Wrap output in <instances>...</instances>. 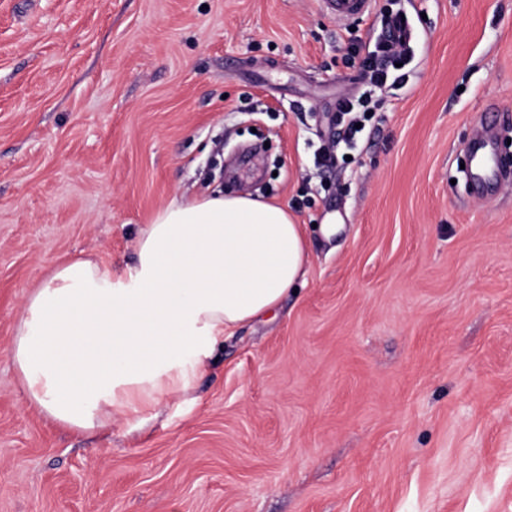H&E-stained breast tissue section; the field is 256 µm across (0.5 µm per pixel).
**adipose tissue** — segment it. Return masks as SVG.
Returning <instances> with one entry per match:
<instances>
[{"label":"adipose tissue","instance_id":"adipose-tissue-1","mask_svg":"<svg viewBox=\"0 0 512 512\" xmlns=\"http://www.w3.org/2000/svg\"><path fill=\"white\" fill-rule=\"evenodd\" d=\"M136 263L75 259L28 294L7 353L27 404L90 436L143 429L189 398L225 334L304 283L300 224L286 206L214 191L173 198L141 227Z\"/></svg>","mask_w":512,"mask_h":512}]
</instances>
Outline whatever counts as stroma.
Here are the masks:
<instances>
[{
	"instance_id": "1",
	"label": "stroma",
	"mask_w": 512,
	"mask_h": 512,
	"mask_svg": "<svg viewBox=\"0 0 512 512\" xmlns=\"http://www.w3.org/2000/svg\"><path fill=\"white\" fill-rule=\"evenodd\" d=\"M384 8L408 79L317 172ZM492 118L512 160V0L347 26L323 0H0V512H512V183L477 199L460 169ZM210 184L288 206L305 284L140 432L28 407L6 349L30 289L133 265Z\"/></svg>"
}]
</instances>
